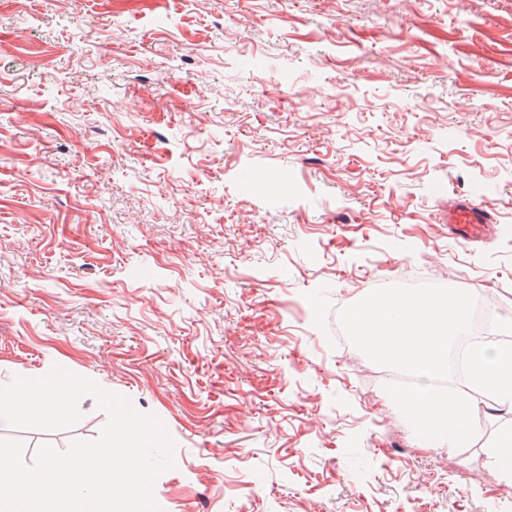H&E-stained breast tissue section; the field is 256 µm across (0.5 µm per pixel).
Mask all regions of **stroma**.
<instances>
[{
	"instance_id": "obj_1",
	"label": "stroma",
	"mask_w": 512,
	"mask_h": 512,
	"mask_svg": "<svg viewBox=\"0 0 512 512\" xmlns=\"http://www.w3.org/2000/svg\"><path fill=\"white\" fill-rule=\"evenodd\" d=\"M404 277L512 324V0H0V383L159 417L163 512H512V412L419 448L340 344ZM488 224H497L496 212L487 202L458 198L448 207V235L457 243L481 238ZM488 465L502 480L512 483V430L500 434L495 448L488 454Z\"/></svg>"
}]
</instances>
